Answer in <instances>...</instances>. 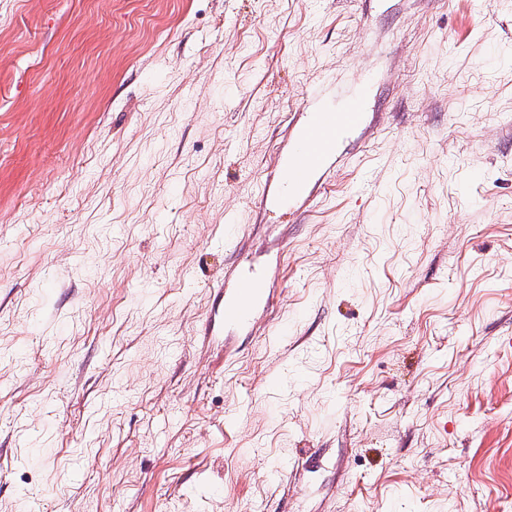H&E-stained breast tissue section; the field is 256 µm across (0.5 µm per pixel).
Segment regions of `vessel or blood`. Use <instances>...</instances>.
Segmentation results:
<instances>
[{
	"instance_id": "b4317fda",
	"label": "vessel or blood",
	"mask_w": 512,
	"mask_h": 512,
	"mask_svg": "<svg viewBox=\"0 0 512 512\" xmlns=\"http://www.w3.org/2000/svg\"><path fill=\"white\" fill-rule=\"evenodd\" d=\"M374 82L373 75H364L337 104L331 101L328 85H320L309 94L304 111L289 129L287 155L274 161L276 181L284 195L296 201L305 199L316 176L326 175L341 163L340 143L361 129ZM273 298L274 290L266 276L242 274L240 264H233L225 270L213 303L211 335H221L228 327L250 325L256 307L271 304Z\"/></svg>"
}]
</instances>
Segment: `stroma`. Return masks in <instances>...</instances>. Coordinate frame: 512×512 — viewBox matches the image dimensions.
Returning a JSON list of instances; mask_svg holds the SVG:
<instances>
[{"label":"stroma","instance_id":"35a3bbf8","mask_svg":"<svg viewBox=\"0 0 512 512\" xmlns=\"http://www.w3.org/2000/svg\"><path fill=\"white\" fill-rule=\"evenodd\" d=\"M0 512H512V0H0ZM374 82L373 75L365 74L338 105L330 100L333 95L328 85L322 84L309 94L305 110L297 112L298 121L290 125L288 154L274 161L275 179L282 184L284 195L306 201L316 175L317 180L323 179L341 163L344 156L339 153L340 143L346 135L361 129ZM241 251L237 261L225 269L224 283L217 288L214 318L209 321L212 336H221L227 327L250 325L256 307L263 302L269 306L274 298V288L266 276L243 275L240 272L246 261L245 253Z\"/></svg>","mask_w":512,"mask_h":512}]
</instances>
